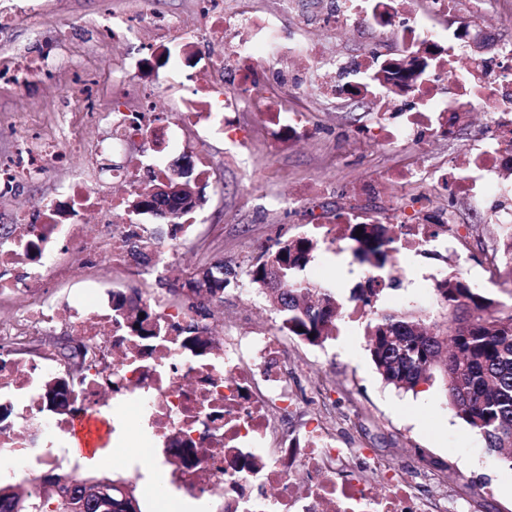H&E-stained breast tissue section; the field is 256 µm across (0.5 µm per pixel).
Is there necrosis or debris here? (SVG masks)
Returning <instances> with one entry per match:
<instances>
[{
    "label": "necrosis or debris",
    "mask_w": 512,
    "mask_h": 512,
    "mask_svg": "<svg viewBox=\"0 0 512 512\" xmlns=\"http://www.w3.org/2000/svg\"><path fill=\"white\" fill-rule=\"evenodd\" d=\"M259 12L255 0H197L198 20L183 24L161 15L113 16L105 37L115 40L174 32L177 53L163 63L153 55L125 64L112 76L120 107L102 113L124 137L143 142L142 159L113 169L109 206L91 177L59 179L50 198L16 209L8 235L0 236V300L24 305L0 317V465L21 473L31 494L41 491L36 465H67L79 473V458L64 444L75 413L112 422V445L140 448L170 467L171 493L208 496L220 512H467V500L430 504L395 464L340 447L334 428L313 420L291 436L280 422L297 399L288 379L285 339L267 330L239 335L200 322L189 310L172 308L163 295L142 289L153 317L134 326L127 309L115 308L112 292L96 278L68 288L71 271L106 262L128 267L129 242L139 238L163 270L177 268L175 254L196 218L178 216L176 236L147 225L114 223L133 196L164 177V158L180 131L198 141L231 140L239 162H247L252 133L238 127L252 112L261 126L288 143L310 138V112L296 106L305 93L304 75L322 70L319 96L363 97L381 110L368 136L385 149L412 142L430 145L449 136L463 113L482 112L477 148L422 176L409 162L371 177L362 194L389 186L401 196L388 214L399 252L442 254L452 238L441 237L426 218L442 200L461 196L498 200L496 223L512 227V35L491 36L483 23L484 0H471L456 20L459 0H328L314 26L320 30H369L390 50L369 46L351 57L327 54L317 37L284 39L286 19L297 16L298 0H278ZM212 52L195 63L198 44ZM196 66L193 84L177 113L161 116L154 100L169 89L176 72ZM152 68L143 78V68ZM234 72L227 91L220 78ZM73 147L49 134L26 141V161L0 160V198L18 195L25 184L57 176ZM99 215L101 231H82L88 213ZM67 287L64 300L53 289ZM62 333L86 345L84 368L68 375L55 352L29 350L30 336ZM69 407H58L59 399ZM385 482L386 492L375 486Z\"/></svg>",
    "instance_id": "4bbe7bcc"
}]
</instances>
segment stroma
Masks as SVG:
<instances>
[{
    "instance_id": "1",
    "label": "stroma",
    "mask_w": 512,
    "mask_h": 512,
    "mask_svg": "<svg viewBox=\"0 0 512 512\" xmlns=\"http://www.w3.org/2000/svg\"><path fill=\"white\" fill-rule=\"evenodd\" d=\"M45 2L46 18L40 32H33L23 20L0 32V59L21 56L37 44L54 42L64 59L63 67L39 75L25 88L0 83V124L21 131L52 125L54 102L74 86L81 71L96 80L90 111H104L110 100L113 69L140 54L136 42L98 40L96 27L104 9L143 15L156 12L178 21L191 19L195 9L194 0H111L107 7L101 0ZM308 103L317 114L321 132L299 145L279 147L272 134L259 132L250 162L244 167L228 162L227 140L213 138L202 147L212 177L194 185L206 203L199 213L198 240L185 243L180 250L181 267L194 273L219 260L224 264L225 277L232 278L275 239L304 235L309 215L333 216L348 209L387 215L392 191L361 197L353 188L371 172L396 166L400 152L365 140L345 167L338 170L332 166L344 138L355 130L375 126L377 112L365 100L332 102L313 95ZM483 121L482 113H468L451 137L434 141L422 153L424 169L473 151L477 146L474 130ZM254 180L260 182L262 194L279 200L280 209L246 204V190ZM312 180L323 184V193L304 201L301 209L289 211V203ZM450 208L452 226L459 232L456 248L469 262L468 279L480 283L490 298L512 301V282L499 276L487 261L499 243L497 225L489 222L482 206L468 200H455ZM400 265V283L389 293L390 305H429L431 277L447 272V265L430 255L406 257ZM360 274L361 268L349 250L319 249L300 276L332 289L347 310ZM223 307L225 319H242L250 330L277 326L272 308L249 302L236 287L225 288ZM365 325V319H358L317 346L289 337V357L303 363L302 368L289 371L296 394L305 396L318 382H325L328 392L322 410L335 424L341 444L392 459L405 479L417 481L424 498H434L442 490L472 497L471 512H512V470L448 409L441 384L422 386L415 395L386 385L366 349Z\"/></svg>"
}]
</instances>
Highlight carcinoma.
<instances>
[{"mask_svg": "<svg viewBox=\"0 0 512 512\" xmlns=\"http://www.w3.org/2000/svg\"><path fill=\"white\" fill-rule=\"evenodd\" d=\"M352 255L361 264L393 274L397 282L398 257L384 224H358ZM317 244L307 237L278 239L266 247L244 272L242 282L274 295L281 317L280 330L312 345L331 336L340 303L328 288H319L298 277L309 263ZM512 237L503 235L489 264L504 266L512 276ZM229 281L209 292L208 303L195 306L198 316H211V305L223 299ZM440 312L425 308L385 309L379 305L384 289L359 285L352 298L368 307L367 350L382 380L404 392L439 381L448 408L475 433L485 447L503 455L512 468V304L498 302L474 287L458 270L443 275L434 285ZM114 304L129 306L149 320L150 306L140 298L121 296ZM49 489L33 496L11 486L0 487V512H62L60 498L71 491L86 503L87 512L97 507L102 483L109 478L82 479L68 473L44 478Z\"/></svg>", "mask_w": 512, "mask_h": 512, "instance_id": "1", "label": "carcinoma"}]
</instances>
